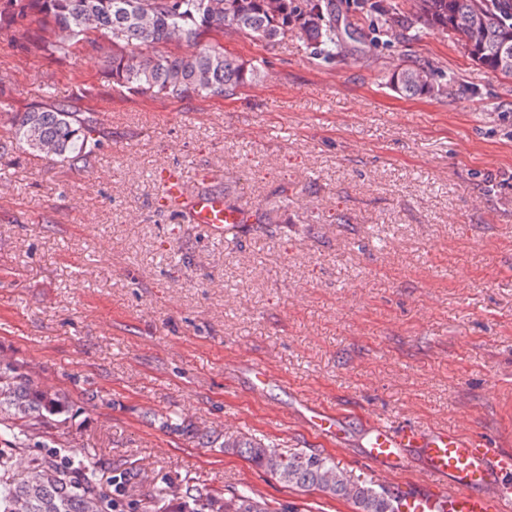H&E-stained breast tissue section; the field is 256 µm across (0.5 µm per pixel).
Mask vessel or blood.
I'll list each match as a JSON object with an SVG mask.
<instances>
[{"instance_id":"obj_1","label":"vessel or blood","mask_w":512,"mask_h":512,"mask_svg":"<svg viewBox=\"0 0 512 512\" xmlns=\"http://www.w3.org/2000/svg\"><path fill=\"white\" fill-rule=\"evenodd\" d=\"M166 193L186 207L191 223L206 225L218 238L239 229L243 211L222 195L190 192L182 178L168 175ZM294 424L342 450L346 435L337 412L321 403L302 402ZM361 459L386 481L395 512H512V450L490 448L455 430L365 420ZM420 474L405 475L409 453Z\"/></svg>"}]
</instances>
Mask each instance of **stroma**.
I'll use <instances>...</instances> for the list:
<instances>
[{"label": "stroma", "mask_w": 512, "mask_h": 512, "mask_svg": "<svg viewBox=\"0 0 512 512\" xmlns=\"http://www.w3.org/2000/svg\"><path fill=\"white\" fill-rule=\"evenodd\" d=\"M47 32L38 16L0 35V133L44 86L62 98L82 86L96 95L73 106L98 112L106 144L79 171L15 146L0 155V357L94 391L68 438L104 479L148 472L147 501L198 481L353 512L148 413L321 453L372 485L358 455L369 416L512 443V78L429 31L333 66L295 36L228 35V55L264 61L256 84L215 99L121 95L81 49L17 51ZM405 55L451 75L446 94L386 88ZM169 172L272 225L210 237L163 207ZM255 361L274 375L261 401ZM293 386L341 411L348 450L290 423Z\"/></svg>", "instance_id": "stroma-1"}]
</instances>
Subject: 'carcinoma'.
Masks as SVG:
<instances>
[{
  "mask_svg": "<svg viewBox=\"0 0 512 512\" xmlns=\"http://www.w3.org/2000/svg\"><path fill=\"white\" fill-rule=\"evenodd\" d=\"M352 5L379 23L364 33L340 26L337 0H0V32L23 30L40 13L54 38L29 40L19 50L64 59L72 47L84 46L112 71L113 90L149 97L224 98L260 81L261 68L227 56L213 40L228 32L270 46L295 35L315 59L331 64L346 59L351 41L376 48L384 36L409 40L422 28L453 38L487 71L512 77V0H407L403 9L393 0ZM172 43L188 50H166ZM385 85L406 97L434 95L442 91V74L420 60H404ZM45 94L48 102L12 116L11 139L49 165L88 167L105 144L97 113L72 111L49 87ZM78 408L70 393L0 359V512H169L138 498L131 477L123 478V494L112 491L96 461L58 440ZM151 421L204 448H227L292 489L343 499L354 512H393L388 492L351 479L329 456L216 435L178 413ZM169 496L174 512H294L247 485L226 498L188 481Z\"/></svg>",
  "mask_w": 512,
  "mask_h": 512,
  "instance_id": "obj_1",
  "label": "carcinoma"
}]
</instances>
